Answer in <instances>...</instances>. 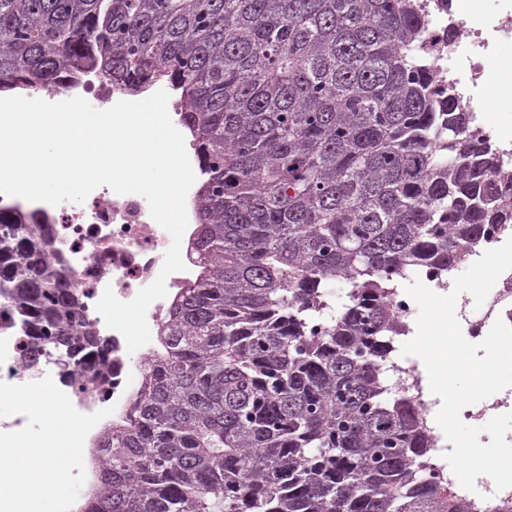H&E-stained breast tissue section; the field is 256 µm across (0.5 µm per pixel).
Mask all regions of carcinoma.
<instances>
[{"mask_svg":"<svg viewBox=\"0 0 512 512\" xmlns=\"http://www.w3.org/2000/svg\"><path fill=\"white\" fill-rule=\"evenodd\" d=\"M423 26L413 0H0V89H50L73 60L135 93L165 81L203 168L211 269L106 442L91 512H475L379 370L405 331L387 296L503 220L489 146L432 90ZM51 244L37 213L0 206V304L92 357ZM338 279L348 303L307 335Z\"/></svg>","mask_w":512,"mask_h":512,"instance_id":"carcinoma-1","label":"carcinoma"}]
</instances>
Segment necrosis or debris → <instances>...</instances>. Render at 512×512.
<instances>
[{
    "label": "necrosis or debris",
    "instance_id": "4bbe7bcc",
    "mask_svg": "<svg viewBox=\"0 0 512 512\" xmlns=\"http://www.w3.org/2000/svg\"><path fill=\"white\" fill-rule=\"evenodd\" d=\"M425 20L422 37L427 44L425 58L433 73V86L451 91L472 114V125L480 130L499 166L512 168V121L497 125L486 119L489 108L485 93L502 75L492 64L512 55V0H478L475 9H462L454 0H417ZM456 31L455 42H448L449 31ZM58 92L66 98L93 99L97 109H106L124 100L126 92L90 65H83L77 78L64 81ZM52 231V261L64 268L78 293L77 315L87 330L108 343L100 359L71 360L62 365L56 348L37 347L19 327L10 310L0 306V382L24 384L56 375L57 387L74 408L90 415L109 409V416L88 433L84 444V490L71 512H85L97 489L101 463L95 451L105 444L109 427L131 425L134 404L144 386L147 369L166 355L162 327L186 288L193 286L204 265L195 249L197 224H188L181 242L184 270L166 279L167 294L147 309L151 340L131 359L121 333L108 328L96 304L105 288H112L124 302L151 284L161 271L169 248V233L151 216L147 200L138 194L119 195L109 187L93 190L83 203L72 207H46ZM456 317L464 337L482 341L495 321L512 326V270L504 272L483 305H476L469 293H461ZM404 337L393 339L394 352L381 365L391 390L416 396L422 403L428 435L435 444L433 466L441 483L455 482L444 455L451 449L435 425L439 399L431 397L417 365L401 354Z\"/></svg>",
    "mask_w": 512,
    "mask_h": 512
}]
</instances>
